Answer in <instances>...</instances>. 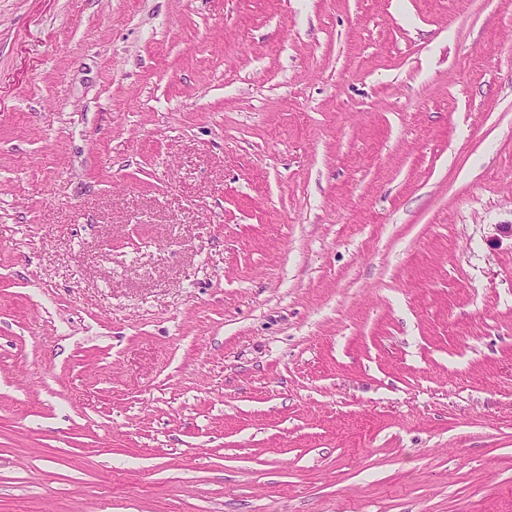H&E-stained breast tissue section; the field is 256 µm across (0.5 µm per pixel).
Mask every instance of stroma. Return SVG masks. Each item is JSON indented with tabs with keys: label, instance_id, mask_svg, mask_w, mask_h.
<instances>
[{
	"label": "stroma",
	"instance_id": "obj_1",
	"mask_svg": "<svg viewBox=\"0 0 512 512\" xmlns=\"http://www.w3.org/2000/svg\"><path fill=\"white\" fill-rule=\"evenodd\" d=\"M512 0H0V512H512Z\"/></svg>",
	"mask_w": 512,
	"mask_h": 512
}]
</instances>
